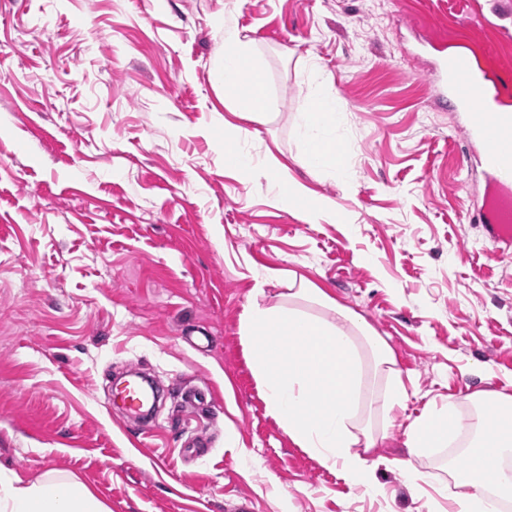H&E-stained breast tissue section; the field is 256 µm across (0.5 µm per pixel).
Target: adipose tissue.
Returning <instances> with one entry per match:
<instances>
[{
	"label": "adipose tissue",
	"instance_id": "obj_1",
	"mask_svg": "<svg viewBox=\"0 0 512 512\" xmlns=\"http://www.w3.org/2000/svg\"><path fill=\"white\" fill-rule=\"evenodd\" d=\"M224 59L220 65L224 96L248 99L242 119H257L265 96L261 60L252 42L230 20H223ZM250 71L251 83H243L242 71ZM336 105L329 95L314 91L300 117L305 147L302 166L342 178L347 174L335 142L322 129L335 126ZM264 172L275 185L285 186L290 202L303 206L307 222H335L336 205L313 198L309 189L292 180L288 167L276 155H268ZM291 303L252 305L244 320V335L254 375L271 414L284 426L289 438L323 464L340 467L351 485L370 497L382 493L370 460L371 451L386 438L375 430L377 415L389 414L407 397L396 369L392 349L361 316L338 305L312 283L294 289ZM304 299L333 310L335 320L309 315L299 309ZM388 379V389L369 394L366 375ZM470 417L462 419L455 403L415 419L405 430L409 456L389 461L408 487H418L426 473L416 462L431 449L447 447L462 439L468 447V463L453 468L457 512H500L502 498L512 497V470L502 465L512 456V394L483 391L469 395ZM492 463L493 482H486L484 463ZM0 512H109L89 489L73 477L50 472L43 480L24 483L19 477L0 474Z\"/></svg>",
	"mask_w": 512,
	"mask_h": 512
}]
</instances>
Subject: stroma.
Segmentation results:
<instances>
[{"label": "stroma", "instance_id": "stroma-1", "mask_svg": "<svg viewBox=\"0 0 512 512\" xmlns=\"http://www.w3.org/2000/svg\"><path fill=\"white\" fill-rule=\"evenodd\" d=\"M224 16L265 72L249 152L278 148L340 222L307 223L262 172H225ZM441 45L512 72V0H0V472L72 474L110 512H446L460 445L422 460L419 491L385 462L431 407L512 394V257L492 262L467 220L483 169L435 100ZM312 59L341 114L342 179L298 161ZM301 279L395 355L408 397L373 451L379 498L298 448L254 377L242 316ZM133 366L165 391L146 422L110 409ZM197 435L208 447L182 457Z\"/></svg>", "mask_w": 512, "mask_h": 512}]
</instances>
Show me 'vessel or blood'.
Here are the masks:
<instances>
[{"instance_id": "obj_1", "label": "vessel or blood", "mask_w": 512, "mask_h": 512, "mask_svg": "<svg viewBox=\"0 0 512 512\" xmlns=\"http://www.w3.org/2000/svg\"><path fill=\"white\" fill-rule=\"evenodd\" d=\"M437 82L440 102L465 114L466 140L481 151L489 194L475 199L470 215L481 224L493 254L512 252V112L499 106L512 83L498 72L476 66L472 56L465 53L440 58ZM118 398L130 416L140 414L151 400L132 379Z\"/></svg>"}]
</instances>
